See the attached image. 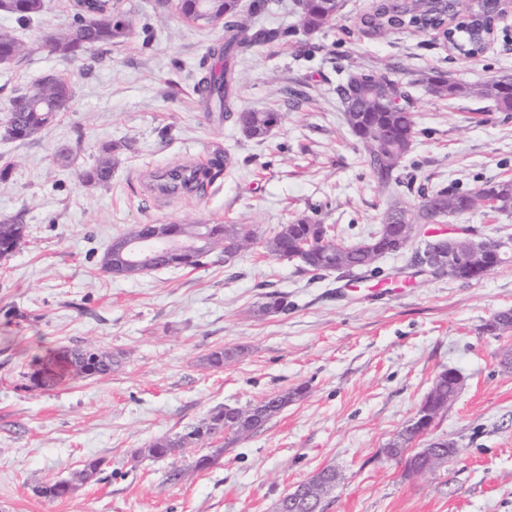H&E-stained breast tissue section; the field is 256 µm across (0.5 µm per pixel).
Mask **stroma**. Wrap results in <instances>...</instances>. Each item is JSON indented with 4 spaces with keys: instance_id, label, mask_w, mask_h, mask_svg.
<instances>
[{
    "instance_id": "obj_1",
    "label": "stroma",
    "mask_w": 512,
    "mask_h": 512,
    "mask_svg": "<svg viewBox=\"0 0 512 512\" xmlns=\"http://www.w3.org/2000/svg\"><path fill=\"white\" fill-rule=\"evenodd\" d=\"M127 3L134 35L72 63L41 42L69 23L73 0H45L25 25L0 14V27L27 48L0 65V116L47 73L76 90L53 125L24 141L0 138V165H13L0 180V220L25 225L24 245L0 260V512H275L284 493L327 466L338 480L324 512H512V366L501 363L512 330L485 329L512 309V263L471 282L422 272L407 253L350 275H314L258 250L135 279L100 263L133 224H244L266 237L315 213L351 242L376 230L393 196L415 204L421 187L473 192L512 179V112L440 98L420 82L436 71L469 87L512 76V32L497 31L468 59L430 33H365L360 19L373 0H343L336 20L312 35L295 0H276L260 23L291 34L233 59L236 95L222 117L194 85L203 55L224 43L223 23L184 21L167 0ZM357 69L400 79L413 95L419 134L391 190L378 186L336 93ZM272 109L282 121L270 136L246 137L236 113ZM110 143L120 146L110 184H83L78 172ZM63 144L64 166L53 159ZM203 153L226 157L223 175L160 200L157 176ZM437 231L504 241L512 215L453 217ZM271 291L287 295V313H258ZM77 346L118 363L101 376L63 370L33 380ZM222 346L240 355L216 370L205 358ZM447 369L459 373L458 391L414 445L447 439L458 452L432 473L405 476L385 448ZM300 385L304 397L226 447L216 466L191 470L194 449L147 453L216 406ZM95 459L103 471L68 497L36 494L47 481L76 480ZM174 467L188 471L177 483L166 479Z\"/></svg>"
}]
</instances>
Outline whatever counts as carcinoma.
I'll list each match as a JSON object with an SVG mask.
<instances>
[{
	"instance_id": "cac0c4a2",
	"label": "carcinoma",
	"mask_w": 512,
	"mask_h": 512,
	"mask_svg": "<svg viewBox=\"0 0 512 512\" xmlns=\"http://www.w3.org/2000/svg\"><path fill=\"white\" fill-rule=\"evenodd\" d=\"M6 7L8 14L20 24H28L39 18L44 0H0V7ZM175 8L188 21L210 23L218 20L224 23V48L211 52L210 56H224V68L206 71L196 84V90L206 102L214 104L221 112L230 111L234 75L229 66L234 56L258 43L282 41L290 32L286 29H252L241 18L239 0H176ZM342 8L341 0H302L299 11L300 26L306 32H318L336 19ZM444 8L427 4L423 0H379L374 9L361 19L362 25L372 34H384L390 30L434 26ZM135 32L132 9L123 5L122 0H75V11L71 22L64 28L46 35L51 43L52 54L65 62L82 58L87 53L102 55L115 43H120ZM455 47L461 55H467L481 48L480 41L473 35V24L464 20L455 27ZM26 53L24 44L15 34L0 28V62L11 63ZM428 89L440 97L465 96L467 94L494 102L501 112H512V95L500 90L503 83L512 84L511 76H504L486 85L466 89L443 73L432 74L422 79ZM337 93L343 105L346 123L361 143L366 162L381 187L397 182L395 172L411 154L416 140V121L411 111L412 95L407 86L385 73L358 71L350 73L337 86ZM75 95L70 80L51 73L40 78L30 87L13 97L10 109L0 119V133L6 140L23 141L38 134L53 124L60 112L64 111ZM239 125L244 134L262 141L280 122V113L241 112ZM114 144L101 148L95 163L82 170L79 178L88 185L106 186L112 180ZM502 185L500 181H488L474 192L449 191L445 188L434 190L421 199L437 197L444 202V210L436 214L426 205L417 210L408 209L404 200L398 198L386 209L379 227L367 237L353 244L336 240L328 225L316 215L305 216L292 224H283L264 239L268 252L289 258L301 243L309 244L302 266L312 273L346 271L350 274L367 272L379 256L399 255L410 250L418 255L422 246H414V229L417 224H434L449 216L473 214L478 211H493L512 214V196L491 204L492 189ZM179 234L195 237L204 234L208 238L206 255L222 254L226 247L237 245L241 251L258 247L259 240L242 224H196L176 225ZM24 243V224L16 219L0 222V245ZM288 312V295L270 292L259 306L262 315ZM240 352L233 349L216 348L208 353L207 364L215 369L238 357ZM69 367L73 376L87 378L112 372L116 360L111 353L94 346L76 347L69 351ZM456 380L448 374L435 379L430 392L422 402L419 411L438 413L448 404V396L456 393ZM305 387L299 386L279 395L266 397L247 407L218 406L199 424L170 439L159 437L151 445L153 457L165 458L185 448H195L209 440H225L232 444L250 436L264 423L272 419L288 402L302 396ZM410 426H405L397 438L388 444L389 454L404 462V469L427 468L431 471L448 462L438 454L425 458L416 453H407L411 441ZM224 454V446L211 449L199 456L194 469H208ZM337 473L332 467H325L308 480L315 496L314 503L307 509L297 510L288 506V495H283L276 505V512H322V501L328 491L336 486ZM35 493L49 500L67 496L56 482H47L35 489Z\"/></svg>"
}]
</instances>
